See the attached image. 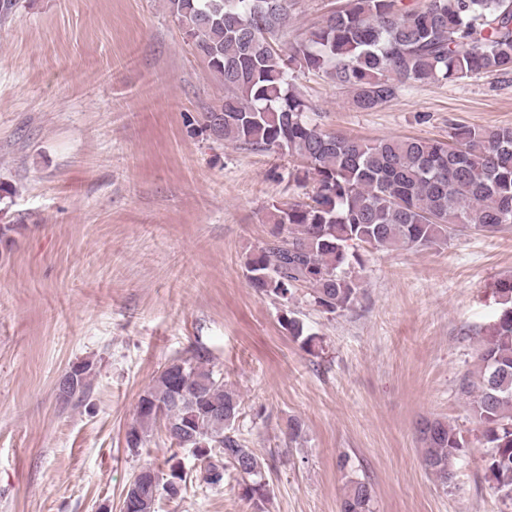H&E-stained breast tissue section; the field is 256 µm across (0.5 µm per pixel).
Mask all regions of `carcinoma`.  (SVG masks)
Instances as JSON below:
<instances>
[{
  "mask_svg": "<svg viewBox=\"0 0 512 512\" xmlns=\"http://www.w3.org/2000/svg\"><path fill=\"white\" fill-rule=\"evenodd\" d=\"M292 0H166L193 55L224 85V98L201 113V130L215 141L281 153L297 161L302 199L273 201L270 239L246 256L248 283L289 300L300 288L322 312L351 309L362 290L359 250L385 252L448 245L461 229L495 232L512 224V127L455 126L448 142L415 137L368 140L329 132L308 115L298 75L321 73L368 112L416 83L453 82L512 70V0H424L406 9L398 0H343L302 38L280 44ZM500 308L482 338L476 369L459 390L486 449L488 479L512 502V278L498 282ZM280 325L309 349L316 336L283 313ZM91 365L75 364L60 392L69 400L88 387ZM239 393L206 368L202 356L174 359L140 396L126 445L137 451L154 425L200 460L201 479L224 484L238 476L240 498H268L265 462L236 433ZM425 469L448 484L450 466L468 443L447 421L418 430ZM187 476L180 463L162 477L143 466L123 504L155 512L158 499L180 496ZM373 488L352 481L341 512H372Z\"/></svg>",
  "mask_w": 512,
  "mask_h": 512,
  "instance_id": "carcinoma-1",
  "label": "carcinoma"
}]
</instances>
